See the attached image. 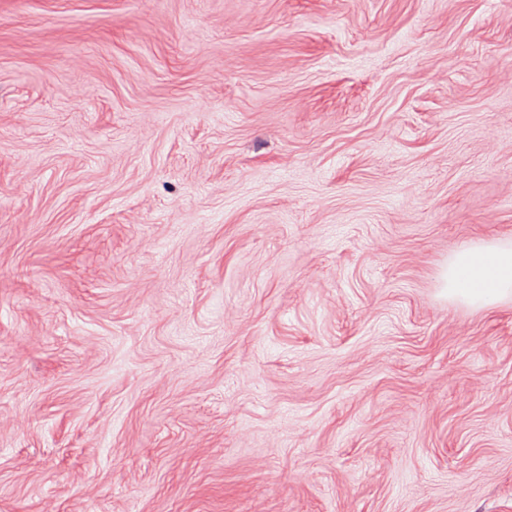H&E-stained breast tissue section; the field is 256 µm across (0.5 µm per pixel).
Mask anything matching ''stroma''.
Here are the masks:
<instances>
[{"label": "stroma", "instance_id": "35a3bbf8", "mask_svg": "<svg viewBox=\"0 0 512 512\" xmlns=\"http://www.w3.org/2000/svg\"><path fill=\"white\" fill-rule=\"evenodd\" d=\"M512 0H0V512H512ZM442 293L475 307L512 298V241L463 245L441 272Z\"/></svg>", "mask_w": 512, "mask_h": 512}]
</instances>
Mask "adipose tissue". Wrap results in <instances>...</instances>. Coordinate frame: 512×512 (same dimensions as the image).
Returning a JSON list of instances; mask_svg holds the SVG:
<instances>
[{
    "label": "adipose tissue",
    "instance_id": "obj_1",
    "mask_svg": "<svg viewBox=\"0 0 512 512\" xmlns=\"http://www.w3.org/2000/svg\"><path fill=\"white\" fill-rule=\"evenodd\" d=\"M441 288L449 299L479 308L512 298V241L463 245L442 270Z\"/></svg>",
    "mask_w": 512,
    "mask_h": 512
}]
</instances>
